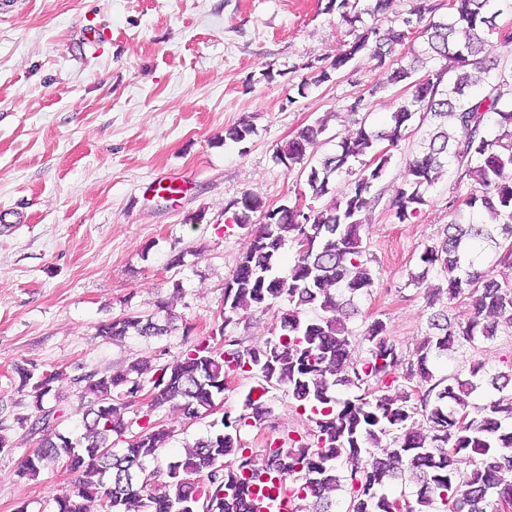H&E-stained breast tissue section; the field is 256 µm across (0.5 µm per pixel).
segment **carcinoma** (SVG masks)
<instances>
[{"label":"carcinoma","mask_w":512,"mask_h":512,"mask_svg":"<svg viewBox=\"0 0 512 512\" xmlns=\"http://www.w3.org/2000/svg\"><path fill=\"white\" fill-rule=\"evenodd\" d=\"M494 0H449L448 14L436 16L431 0H412L406 15L386 27L369 26L342 54L314 66L299 86L306 90L331 80L358 54L367 53L384 68L388 85L405 83L409 98L375 128L361 122L355 136L338 142L336 152L310 167L306 185L313 203L307 208L283 204L267 208L246 192L231 203L233 223L243 228L252 215L263 224L251 236L236 268L224 282V321L214 335L187 343L176 360L154 364L135 359L115 370H93L71 382L81 394L82 432L74 437L59 430L62 413L49 405L58 370L31 364L16 366L17 391L31 397V413L15 417L40 436L20 474L61 464L76 474L72 489L55 498L56 512H248L245 497L256 484L284 478L296 495L298 512H334L335 494L345 489L348 512H496L501 499L512 500V363L489 373L480 362L467 374L437 376L434 359L477 342L494 341L512 329V283L500 282L482 268V254L498 249L499 261L512 265V100L504 99L505 77L491 74L488 36L498 32ZM390 0H328L325 10L349 27L363 15L383 12ZM424 37L422 55L385 67V58L413 34ZM445 64L421 80L417 67L428 60ZM428 125L418 149L406 162L403 180L391 207L401 223L427 204V192L448 167L475 181L479 189L452 201L456 210L485 214L486 221L450 224L440 240L419 255L422 271L411 277L419 285L433 271L447 284L433 299L466 296L472 313L464 322L448 308L428 317V329L413 359H406L387 336L381 320L363 333L367 357L351 358L353 331L346 320L357 314L355 298L374 285L372 258L363 246L365 215L379 200L373 193L391 162L383 142L396 147L414 125ZM256 133L249 119L226 129L224 138L245 143ZM325 125H309L279 148L276 160L301 164L319 144ZM344 189L336 192V178ZM295 250L288 273L278 271L286 246ZM256 307L278 309L272 338L261 346H241L226 337L242 312ZM178 315L168 303L158 311L124 313L99 325L96 336H163L176 329ZM224 349H214L216 338ZM254 382L242 411L209 423L206 436L184 448V455L149 467L171 432L153 421L169 405L187 419L212 411L224 394L230 374ZM416 382L417 400L394 397L391 385ZM150 401L140 404L143 388ZM361 394L339 397L338 389ZM489 387L492 397L474 402ZM278 389L314 428L310 437L291 435L280 446L257 452L241 433L262 424L267 394ZM428 427L422 434L414 427ZM138 432L131 433L132 428ZM467 455L473 468L460 471L454 458ZM411 494L387 491L400 482Z\"/></svg>","instance_id":"obj_1"}]
</instances>
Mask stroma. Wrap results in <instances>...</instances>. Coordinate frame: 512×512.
I'll list each match as a JSON object with an SVG mask.
<instances>
[{"mask_svg":"<svg viewBox=\"0 0 512 512\" xmlns=\"http://www.w3.org/2000/svg\"><path fill=\"white\" fill-rule=\"evenodd\" d=\"M327 0H0V420L9 451L0 453V512H55L54 498L73 474L47 465L19 476L38 439L16 425L29 400L16 391L15 366L59 369L52 405L77 433L79 398L71 376L136 358L176 359L185 337L221 322L223 285L251 230L231 221L244 192L275 208L305 192L302 165L285 167L276 149L323 120L319 154L334 152L362 117L382 124L410 97L404 85H382L375 60L358 55L348 69L298 95L308 65L343 53L358 35L325 12ZM96 33L95 41L84 38ZM364 97L365 113L350 111ZM256 128L247 146L224 139L242 117ZM419 134L391 151L375 190L364 242L373 259L370 294L349 321L352 357L364 359L365 324L386 323L391 341L410 356L428 331L427 294L438 279L410 282L419 255L454 222L467 221L452 201L470 180L449 168L429 190L428 204L401 224L389 208ZM181 186L171 201L159 186ZM183 255V266L170 262ZM169 302L181 329L145 339L108 342L98 324L124 310L152 313ZM512 359V330L434 364L436 374L490 371ZM271 413L242 439L263 449L288 432H310L283 392L267 396ZM154 419L173 437L159 465L180 457L203 436L208 419L163 409Z\"/></svg>","mask_w":512,"mask_h":512,"instance_id":"obj_1","label":"stroma"}]
</instances>
